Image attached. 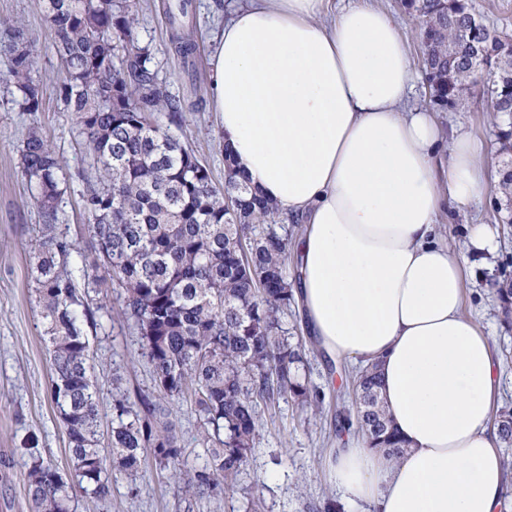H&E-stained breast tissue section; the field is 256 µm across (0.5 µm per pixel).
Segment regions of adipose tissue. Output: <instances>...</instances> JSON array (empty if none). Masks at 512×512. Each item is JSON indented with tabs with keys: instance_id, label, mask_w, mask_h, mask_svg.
I'll return each mask as SVG.
<instances>
[{
	"instance_id": "obj_1",
	"label": "adipose tissue",
	"mask_w": 512,
	"mask_h": 512,
	"mask_svg": "<svg viewBox=\"0 0 512 512\" xmlns=\"http://www.w3.org/2000/svg\"><path fill=\"white\" fill-rule=\"evenodd\" d=\"M211 95L238 169L303 224L296 297L329 358L380 371L407 446L396 460L353 438L327 480L377 512H512L492 425V340L463 311V264L442 212L486 191L484 145L411 107L415 69L370 0H246L215 37Z\"/></svg>"
}]
</instances>
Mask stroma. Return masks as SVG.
I'll list each match as a JSON object with an SVG mask.
<instances>
[{
  "label": "stroma",
  "instance_id": "1",
  "mask_svg": "<svg viewBox=\"0 0 512 512\" xmlns=\"http://www.w3.org/2000/svg\"><path fill=\"white\" fill-rule=\"evenodd\" d=\"M159 0H139L137 36L151 46L159 76L168 92L183 105L181 126L170 132L190 145L211 170L216 185L224 183V146L210 92V61L214 37L235 8V0H195L194 69H185L169 47L167 20ZM44 0H0V20L21 19L34 42L37 69L44 83L41 112L30 115L10 102L0 81V512H32L23 486L25 459L19 449L28 436L38 438L43 458L61 472L69 470V453L61 419L50 396L51 370L34 295L30 288L33 241L40 222L27 182L18 168L19 149L26 129L38 124L59 155L67 181L62 204V225L78 246L75 264L91 262L93 240L79 205L81 177L90 173V160L78 142L75 118L56 94L61 76L50 30L43 21ZM445 128L464 127L486 145L489 186L483 200L463 212L441 214L444 237L455 253L465 258L464 310L489 333L499 363L501 402L512 405V330L498 317L494 294L497 280L512 278V224L499 222L495 186L498 182L497 140L493 116L476 96H467L454 109L440 113ZM490 225L494 248L472 254L469 235L473 225ZM96 327L88 328L95 355L93 380L98 390L103 429L112 420V375L120 373L130 399L154 390L144 361L138 357L139 337L118 318L120 303L111 289L91 294ZM306 374L323 395L319 412L303 411L286 399L266 411L255 450L241 468L232 497L185 500L174 480L152 471L143 482L130 486L120 478L107 498L77 497L74 512H246L253 492H260L259 512H321L336 492L327 481L326 464L348 435L359 434L357 423L336 429L337 411L351 410L352 387L342 386L341 370L332 369L315 346L305 348Z\"/></svg>",
  "mask_w": 512,
  "mask_h": 512
}]
</instances>
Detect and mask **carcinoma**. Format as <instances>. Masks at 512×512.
<instances>
[{"instance_id": "carcinoma-1", "label": "carcinoma", "mask_w": 512, "mask_h": 512, "mask_svg": "<svg viewBox=\"0 0 512 512\" xmlns=\"http://www.w3.org/2000/svg\"><path fill=\"white\" fill-rule=\"evenodd\" d=\"M175 53L194 66L193 0H161ZM420 23V64L439 112L482 92L501 144L498 193L512 200V38L481 26L468 0H406ZM63 74L57 94L75 117L95 175L79 193L96 260L77 252L58 224L66 179L51 142L28 129L19 168L42 220L31 266L51 369V399L64 425L76 479L45 462L37 440L23 484L35 512H72L77 494L101 499L112 472L135 482L151 469L169 473L192 498L234 491L255 448L262 413L283 395L320 410L321 393L300 372L302 343H292L283 315L295 305L288 236L276 230L277 206L259 198L224 154V185L188 145L169 133L183 105L159 77L154 54L134 36L131 0H44ZM34 46L16 21H0V77L22 112L41 110ZM167 115L168 125L158 121ZM111 284L121 315L140 336L155 393L131 403L116 377L109 435L112 469L99 448L101 410L92 381L85 296ZM502 323L512 327V280L496 288ZM356 417L368 445L403 453L377 391V366L354 378ZM191 398L200 421L203 462L189 464L168 419L169 405ZM500 444L512 447V410L495 417Z\"/></svg>"}]
</instances>
